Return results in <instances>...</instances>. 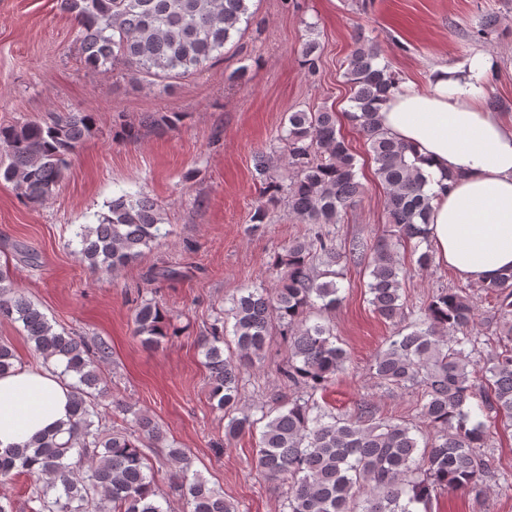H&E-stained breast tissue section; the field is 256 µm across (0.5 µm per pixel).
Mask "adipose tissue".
Returning a JSON list of instances; mask_svg holds the SVG:
<instances>
[{
	"label": "adipose tissue",
	"mask_w": 512,
	"mask_h": 512,
	"mask_svg": "<svg viewBox=\"0 0 512 512\" xmlns=\"http://www.w3.org/2000/svg\"><path fill=\"white\" fill-rule=\"evenodd\" d=\"M491 66L478 53L464 70L435 68L429 90L403 84L379 112L433 179L429 238L437 261L472 284L512 269V123L479 99ZM69 419V389L53 369L18 365L0 374V453Z\"/></svg>",
	"instance_id": "adipose-tissue-1"
}]
</instances>
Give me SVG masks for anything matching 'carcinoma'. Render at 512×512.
I'll return each instance as SVG.
<instances>
[{"label": "carcinoma", "instance_id": "obj_1", "mask_svg": "<svg viewBox=\"0 0 512 512\" xmlns=\"http://www.w3.org/2000/svg\"><path fill=\"white\" fill-rule=\"evenodd\" d=\"M249 2L60 0V9L78 26L86 67L109 71L121 66L134 79L165 80L224 57L225 45L253 18ZM345 77L349 119L365 139L386 190L389 233L338 246L336 224L363 193L356 158L337 134L335 112L323 107L290 113L278 135L284 150L269 148L256 156L265 201L254 208L251 220L265 223L269 207L282 203L308 225V232L273 258L276 287L243 289L201 338L210 399L224 412L228 441L264 423L255 467L288 484L281 512H431L434 496L455 492L478 501L498 472L486 448L499 432L512 431V271L480 286L493 301L496 336L485 358H474L475 305L467 288H442L431 295L414 321L396 329L373 358L375 383L416 394L433 434L384 418L370 404L340 416L314 401L351 362L329 319L342 302L337 282L342 268L368 270V304L379 318L395 323L404 312L408 275L400 251L418 253L421 270L431 268L435 258L426 176L410 160L411 149L377 119L379 104L398 79L380 63L375 44L361 36L355 38ZM90 122L87 112H64L49 122L0 127V151L8 159L0 176L14 183L29 205L41 203L64 178ZM163 226L152 199L122 194L108 203L98 224L77 233L78 254L90 269L110 272L166 237ZM0 319L22 323L43 359H58L62 375L76 378L70 385L67 438L60 439L57 430L0 454V481L16 472L36 478L38 512H165L154 467L143 452L163 440L161 427L136 412L133 428L114 429L100 413L107 390L99 363L109 356V347L55 330L1 267ZM133 325L135 335L150 346L180 332L148 299L136 304ZM276 332L288 343L279 380L297 396L269 409L262 403L245 407L241 384L264 361ZM169 458L174 462L170 490L186 501L189 512H239L200 474L190 473L186 449L170 448Z\"/></svg>", "mask_w": 512, "mask_h": 512}]
</instances>
